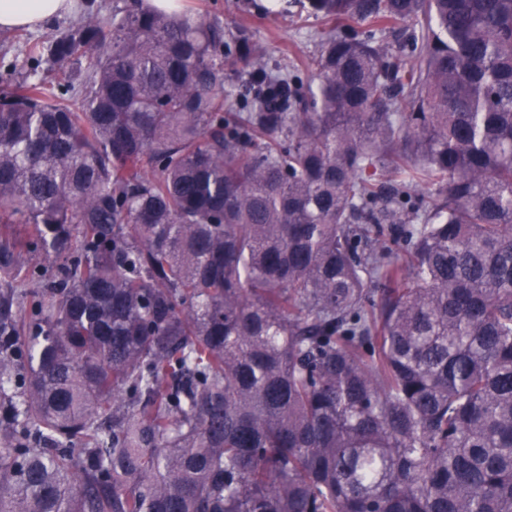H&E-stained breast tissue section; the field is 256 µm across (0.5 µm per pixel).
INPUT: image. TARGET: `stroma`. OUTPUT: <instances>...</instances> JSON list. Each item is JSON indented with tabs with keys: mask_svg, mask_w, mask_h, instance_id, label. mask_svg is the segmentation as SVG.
<instances>
[{
	"mask_svg": "<svg viewBox=\"0 0 512 512\" xmlns=\"http://www.w3.org/2000/svg\"><path fill=\"white\" fill-rule=\"evenodd\" d=\"M185 4L190 10L218 16L225 26L249 31L252 51L237 61L224 83L233 97L249 94L255 62H264L271 70L307 63L318 55L321 38L332 27L331 22L308 13V0H185ZM77 20L72 12L40 30L0 31V56L26 59L33 45Z\"/></svg>",
	"mask_w": 512,
	"mask_h": 512,
	"instance_id": "35a3bbf8",
	"label": "stroma"
}]
</instances>
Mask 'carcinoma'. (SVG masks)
<instances>
[{
	"label": "carcinoma",
	"mask_w": 512,
	"mask_h": 512,
	"mask_svg": "<svg viewBox=\"0 0 512 512\" xmlns=\"http://www.w3.org/2000/svg\"><path fill=\"white\" fill-rule=\"evenodd\" d=\"M140 2L0 60V512H512V0ZM185 1V2H184ZM144 0V7L187 9L215 14L230 29L239 26L251 36L252 52L240 58L228 72L224 88L230 97L247 96L257 59L277 72L278 65L303 61L308 64L319 53L323 34L342 24L326 21L307 12L308 0ZM276 1V5H272Z\"/></svg>",
	"instance_id": "obj_1"
}]
</instances>
